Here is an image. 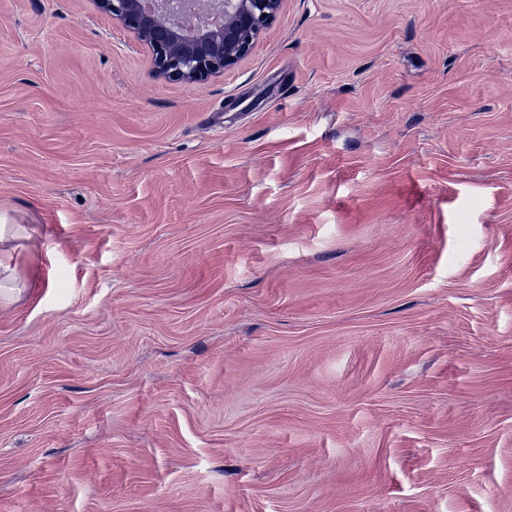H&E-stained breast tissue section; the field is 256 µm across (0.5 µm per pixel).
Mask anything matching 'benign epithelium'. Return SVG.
Listing matches in <instances>:
<instances>
[{
  "instance_id": "benign-epithelium-1",
  "label": "benign epithelium",
  "mask_w": 512,
  "mask_h": 512,
  "mask_svg": "<svg viewBox=\"0 0 512 512\" xmlns=\"http://www.w3.org/2000/svg\"><path fill=\"white\" fill-rule=\"evenodd\" d=\"M147 54L155 79L192 85L237 67L284 0H93Z\"/></svg>"
}]
</instances>
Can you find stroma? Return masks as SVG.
Segmentation results:
<instances>
[{
    "label": "stroma",
    "instance_id": "1",
    "mask_svg": "<svg viewBox=\"0 0 512 512\" xmlns=\"http://www.w3.org/2000/svg\"><path fill=\"white\" fill-rule=\"evenodd\" d=\"M0 215V512H512V0H0ZM285 0H93L147 54L155 79L192 85L237 67Z\"/></svg>",
    "mask_w": 512,
    "mask_h": 512
}]
</instances>
